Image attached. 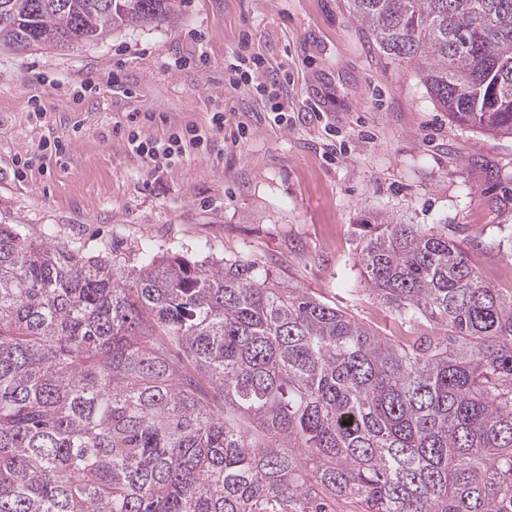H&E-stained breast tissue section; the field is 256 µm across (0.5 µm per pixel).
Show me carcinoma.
I'll return each instance as SVG.
<instances>
[{
    "mask_svg": "<svg viewBox=\"0 0 512 512\" xmlns=\"http://www.w3.org/2000/svg\"><path fill=\"white\" fill-rule=\"evenodd\" d=\"M182 0H0V51L177 23ZM448 118L512 135V0H348ZM388 337L237 263L134 276L0 224V512H512V289L448 225H362Z\"/></svg>",
    "mask_w": 512,
    "mask_h": 512,
    "instance_id": "1",
    "label": "carcinoma"
}]
</instances>
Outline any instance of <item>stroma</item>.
Listing matches in <instances>:
<instances>
[{
  "instance_id": "1",
  "label": "stroma",
  "mask_w": 512,
  "mask_h": 512,
  "mask_svg": "<svg viewBox=\"0 0 512 512\" xmlns=\"http://www.w3.org/2000/svg\"><path fill=\"white\" fill-rule=\"evenodd\" d=\"M134 112L141 137L194 126L210 141L153 168L129 149ZM384 217L447 226L512 288V138L449 120L347 0H183L172 27L0 52V224L51 225L92 254L111 243L125 273L146 242L245 264L392 336L358 260L361 225Z\"/></svg>"
}]
</instances>
